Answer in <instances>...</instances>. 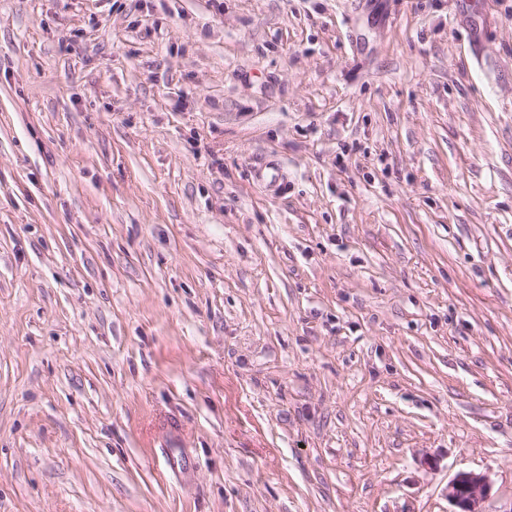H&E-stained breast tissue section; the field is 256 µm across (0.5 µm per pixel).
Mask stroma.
<instances>
[{
    "label": "stroma",
    "mask_w": 512,
    "mask_h": 512,
    "mask_svg": "<svg viewBox=\"0 0 512 512\" xmlns=\"http://www.w3.org/2000/svg\"><path fill=\"white\" fill-rule=\"evenodd\" d=\"M462 471L512 512V0H0V512Z\"/></svg>",
    "instance_id": "obj_1"
}]
</instances>
